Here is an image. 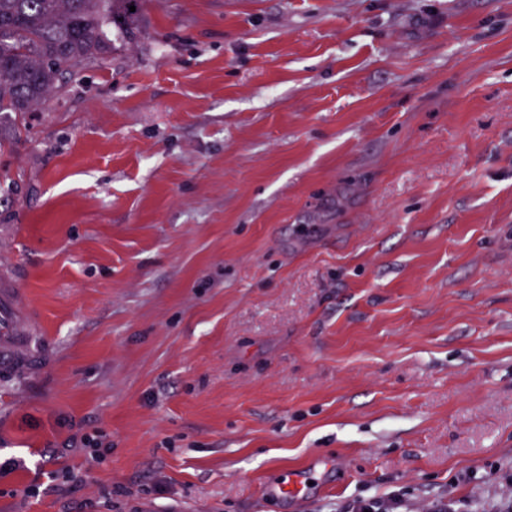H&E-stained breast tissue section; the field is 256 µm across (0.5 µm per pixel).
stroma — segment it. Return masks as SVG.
<instances>
[{"label":"stroma","instance_id":"35a3bbf8","mask_svg":"<svg viewBox=\"0 0 512 512\" xmlns=\"http://www.w3.org/2000/svg\"><path fill=\"white\" fill-rule=\"evenodd\" d=\"M108 38L0 120V512H490L512 0H138ZM276 492L289 501H299L307 495L306 477L302 472L293 473L277 485ZM407 502L399 493L386 497H358L349 503L346 512H406Z\"/></svg>","mask_w":512,"mask_h":512}]
</instances>
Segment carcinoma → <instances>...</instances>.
<instances>
[{"instance_id":"carcinoma-1","label":"carcinoma","mask_w":512,"mask_h":512,"mask_svg":"<svg viewBox=\"0 0 512 512\" xmlns=\"http://www.w3.org/2000/svg\"><path fill=\"white\" fill-rule=\"evenodd\" d=\"M137 0H0V118L42 107L105 52L103 32Z\"/></svg>"}]
</instances>
